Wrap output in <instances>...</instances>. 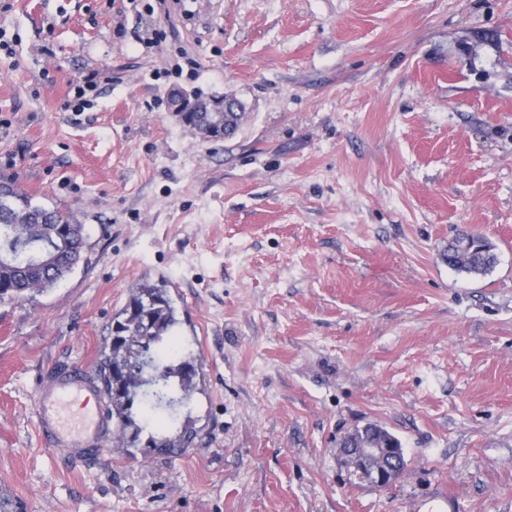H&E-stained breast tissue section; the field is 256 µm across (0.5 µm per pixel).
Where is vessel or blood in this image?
Masks as SVG:
<instances>
[{
  "label": "vessel or blood",
  "mask_w": 512,
  "mask_h": 512,
  "mask_svg": "<svg viewBox=\"0 0 512 512\" xmlns=\"http://www.w3.org/2000/svg\"><path fill=\"white\" fill-rule=\"evenodd\" d=\"M36 422L45 445L84 460L101 449L112 432V419L101 391L86 370L58 367L45 374L35 400ZM413 512H458V500L437 488Z\"/></svg>",
  "instance_id": "vessel-or-blood-1"
}]
</instances>
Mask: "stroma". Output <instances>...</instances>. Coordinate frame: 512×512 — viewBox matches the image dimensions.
<instances>
[{
    "mask_svg": "<svg viewBox=\"0 0 512 512\" xmlns=\"http://www.w3.org/2000/svg\"><path fill=\"white\" fill-rule=\"evenodd\" d=\"M9 2L0 179L86 246L0 300V512H512V0ZM173 87L244 120L202 140ZM462 230L486 274L445 261ZM145 282L197 359L192 441L45 448L37 379L97 368ZM369 423L404 451L381 490L340 447ZM494 245L483 237L462 230L448 243L444 257L448 266L470 275H482L496 263ZM414 512H458V499L444 487L437 488L424 504L411 505Z\"/></svg>",
    "mask_w": 512,
    "mask_h": 512,
    "instance_id": "1",
    "label": "stroma"
}]
</instances>
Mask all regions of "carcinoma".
Returning a JSON list of instances; mask_svg holds the SVG:
<instances>
[{"label":"carcinoma","instance_id":"obj_1","mask_svg":"<svg viewBox=\"0 0 512 512\" xmlns=\"http://www.w3.org/2000/svg\"><path fill=\"white\" fill-rule=\"evenodd\" d=\"M85 245V227L72 212L45 208L15 182H0V299L25 300L52 288L71 262L82 259ZM444 257L448 266L470 275L486 273L497 260L492 243L465 230L448 243ZM178 324L165 286L141 284L112 326L98 379L127 455L144 433L145 447L157 453L181 448L191 437L187 423L165 435L169 421L154 415L188 404L197 388L194 354L179 350L171 336ZM137 401L144 404L139 423L133 413Z\"/></svg>","mask_w":512,"mask_h":512}]
</instances>
